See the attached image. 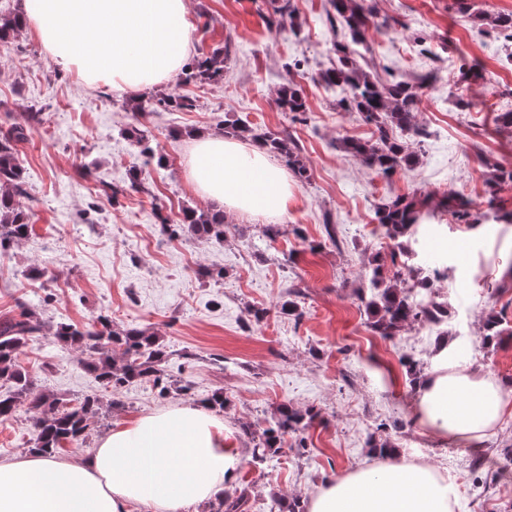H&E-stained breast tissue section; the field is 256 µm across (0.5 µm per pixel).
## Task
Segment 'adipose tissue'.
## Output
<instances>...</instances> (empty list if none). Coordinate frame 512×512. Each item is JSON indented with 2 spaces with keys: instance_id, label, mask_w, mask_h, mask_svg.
Wrapping results in <instances>:
<instances>
[{
  "instance_id": "adipose-tissue-1",
  "label": "adipose tissue",
  "mask_w": 512,
  "mask_h": 512,
  "mask_svg": "<svg viewBox=\"0 0 512 512\" xmlns=\"http://www.w3.org/2000/svg\"><path fill=\"white\" fill-rule=\"evenodd\" d=\"M22 19L61 70L86 85L139 91L168 81L193 53L187 0H23ZM188 177L224 209L280 217L292 193L265 150L212 132L196 139ZM512 411V388L442 347L416 390L415 422L476 450ZM233 473L224 427L177 407L121 426L75 462L34 453L0 462V512H183L223 490ZM455 485L430 465L396 454L327 481L306 512H452Z\"/></svg>"
}]
</instances>
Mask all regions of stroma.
<instances>
[{
	"label": "stroma",
	"mask_w": 512,
	"mask_h": 512,
	"mask_svg": "<svg viewBox=\"0 0 512 512\" xmlns=\"http://www.w3.org/2000/svg\"><path fill=\"white\" fill-rule=\"evenodd\" d=\"M187 2L196 56L230 50L220 81L186 85L176 76L136 93L90 88L57 68L25 30L0 58V134L25 129L15 149L34 226L0 254V320L25 309L43 325L19 356L35 393L71 405L87 396L104 402L87 441L66 445L60 460L86 455L113 428L159 410L200 407L220 389L227 403L213 415L235 460L225 491L247 490L250 512H269L275 492L307 501L327 480L375 462L372 440L389 441L448 476L458 487L453 512H512V468L503 467L512 418L482 441L481 451L460 452L413 423L415 389L402 363L408 354L431 371L443 336L462 348L466 363L512 381V223L485 217L489 164L512 166V130L496 121L512 111V42L477 20L481 13L512 12V0H469L466 11L456 0H364L372 23L357 64L384 80L432 76L419 92L416 120L427 131L412 145L419 161L390 179L339 147L346 136L371 138L372 128L359 113L341 109L318 80L335 66L334 45L343 38L329 23L327 0H292L290 18L275 13L274 0ZM465 65L479 68L482 79L459 82ZM289 82L306 98L307 111L297 118L278 104ZM169 94L196 99V109L164 110L157 100ZM32 112L41 114L40 124L29 125ZM236 119L290 135L301 148L308 177L288 179L286 236L264 237L268 216L229 213L220 242L163 234L161 220L176 224L185 207H211L185 176L192 133L223 132ZM133 124L153 130L166 167L146 164L124 136ZM137 175L145 191L102 196L101 182L128 187ZM448 190L470 200L482 225L456 231L450 215L439 213L431 232L412 241L413 260L394 266L393 241L375 230L376 206ZM295 227L301 236L292 235ZM459 244L466 248L462 262ZM375 257L397 267L405 286L413 271L447 270L434 283L448 303L447 323H410L392 339L376 335L358 299ZM35 267L44 277H33ZM206 267L223 269V279L201 277ZM294 291L303 310L298 320L278 309ZM256 308L268 311L259 323L250 315ZM490 312L502 317L507 333L488 347L483 325ZM102 315L117 328L158 333L173 354L169 374L190 391L162 397L143 383L106 389L84 369L80 350L52 337L59 324L82 327ZM283 404L315 412L306 446L286 440L279 457L255 464L249 434ZM32 438V414L20 408L0 422V460L28 451Z\"/></svg>",
	"instance_id": "obj_1"
}]
</instances>
